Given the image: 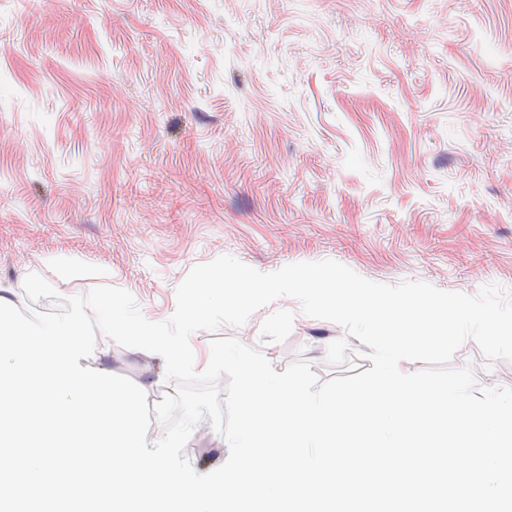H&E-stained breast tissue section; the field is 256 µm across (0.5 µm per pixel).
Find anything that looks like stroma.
Here are the masks:
<instances>
[{"label":"stroma","instance_id":"35a3bbf8","mask_svg":"<svg viewBox=\"0 0 512 512\" xmlns=\"http://www.w3.org/2000/svg\"><path fill=\"white\" fill-rule=\"evenodd\" d=\"M109 285L169 319L195 266L230 255L268 273L331 259L374 282L469 295L512 288V0H0V283L27 304ZM282 297L200 331L304 359L318 384L371 368ZM346 337V336H345ZM87 367L142 383L156 361L99 336ZM483 387L512 361L465 342ZM195 427L185 455L224 448ZM83 266V262L77 258H66L61 256H49L40 260L38 267L31 268L27 274V280L32 287L39 288L45 284L40 274L41 268L54 267L63 270L77 271Z\"/></svg>","mask_w":512,"mask_h":512}]
</instances>
